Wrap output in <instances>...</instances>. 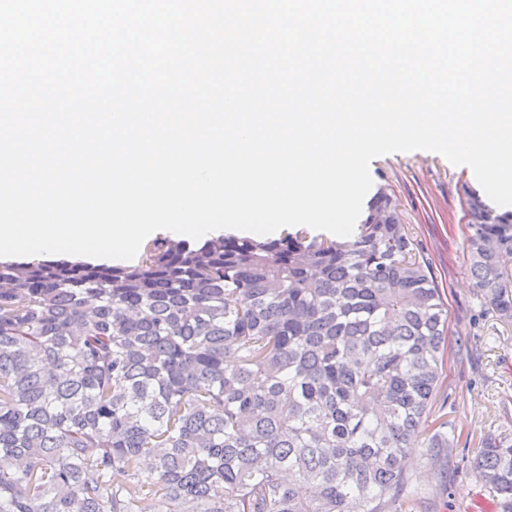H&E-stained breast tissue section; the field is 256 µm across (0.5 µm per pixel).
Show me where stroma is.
Masks as SVG:
<instances>
[{
	"mask_svg": "<svg viewBox=\"0 0 512 512\" xmlns=\"http://www.w3.org/2000/svg\"><path fill=\"white\" fill-rule=\"evenodd\" d=\"M370 174L374 185L394 191L448 306L442 390L461 442L444 470L421 452L409 456L406 471L417 492L412 512H475L476 503L492 499L472 475L481 440L490 433L512 434V324L480 313L463 249L470 220L466 195L480 185L469 167L452 165L434 152L377 157Z\"/></svg>",
	"mask_w": 512,
	"mask_h": 512,
	"instance_id": "obj_1",
	"label": "stroma"
}]
</instances>
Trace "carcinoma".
<instances>
[{"instance_id":"obj_1","label":"carcinoma","mask_w":512,"mask_h":512,"mask_svg":"<svg viewBox=\"0 0 512 512\" xmlns=\"http://www.w3.org/2000/svg\"><path fill=\"white\" fill-rule=\"evenodd\" d=\"M467 205L476 299L512 322V211ZM447 323L386 185L349 238L0 261V512H401L404 458L445 469L460 439ZM473 473L512 512V436Z\"/></svg>"}]
</instances>
